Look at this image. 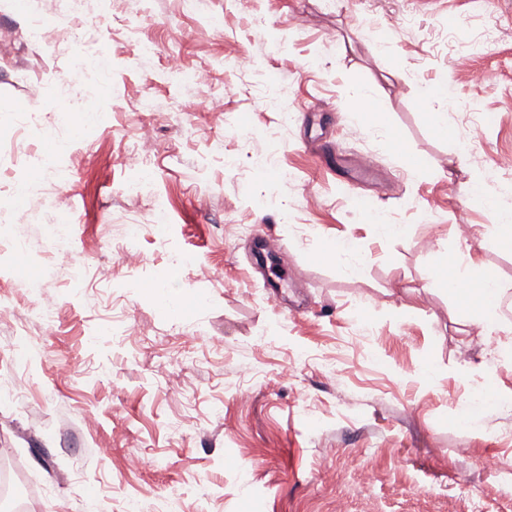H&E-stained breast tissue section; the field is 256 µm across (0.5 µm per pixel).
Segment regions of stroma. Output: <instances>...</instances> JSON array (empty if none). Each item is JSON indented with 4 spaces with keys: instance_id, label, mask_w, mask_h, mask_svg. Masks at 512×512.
<instances>
[{
    "instance_id": "obj_1",
    "label": "stroma",
    "mask_w": 512,
    "mask_h": 512,
    "mask_svg": "<svg viewBox=\"0 0 512 512\" xmlns=\"http://www.w3.org/2000/svg\"><path fill=\"white\" fill-rule=\"evenodd\" d=\"M92 27L111 65L66 82ZM444 79L448 109L421 97ZM32 110L44 123L19 130ZM324 149L374 170L332 171ZM506 154L512 0H0V453L42 512H512V406L479 431L453 418L482 384L512 393V367L484 379L442 279L466 248L512 295V247L464 196ZM363 194L409 233L378 234ZM342 240L361 277L329 259ZM168 285L183 297L164 315Z\"/></svg>"
}]
</instances>
